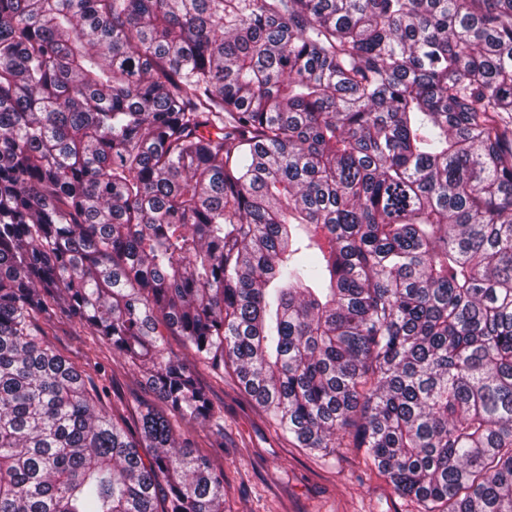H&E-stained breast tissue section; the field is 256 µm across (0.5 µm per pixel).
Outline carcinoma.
Instances as JSON below:
<instances>
[{
  "label": "carcinoma",
  "instance_id": "cac0c4a2",
  "mask_svg": "<svg viewBox=\"0 0 512 512\" xmlns=\"http://www.w3.org/2000/svg\"><path fill=\"white\" fill-rule=\"evenodd\" d=\"M198 363L420 512H512V0H0V512H224ZM45 343L57 349L79 370L90 374L97 384L109 391L107 412L124 419L134 426L137 402H152L154 396L148 389L145 378L131 368L122 357L114 355L97 336H91L65 318L55 319L43 325Z\"/></svg>",
  "mask_w": 512,
  "mask_h": 512
}]
</instances>
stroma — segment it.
Here are the masks:
<instances>
[{
    "mask_svg": "<svg viewBox=\"0 0 512 512\" xmlns=\"http://www.w3.org/2000/svg\"><path fill=\"white\" fill-rule=\"evenodd\" d=\"M44 330L47 345L107 387L108 410L134 423L139 404L153 399L145 378L66 319ZM198 379L224 411V445L214 447L205 426L195 424L185 432L224 472V512H419L363 449L339 448L322 456L300 448L269 422L232 372L219 377L202 368Z\"/></svg>",
    "mask_w": 512,
    "mask_h": 512,
    "instance_id": "stroma-1",
    "label": "stroma"
}]
</instances>
